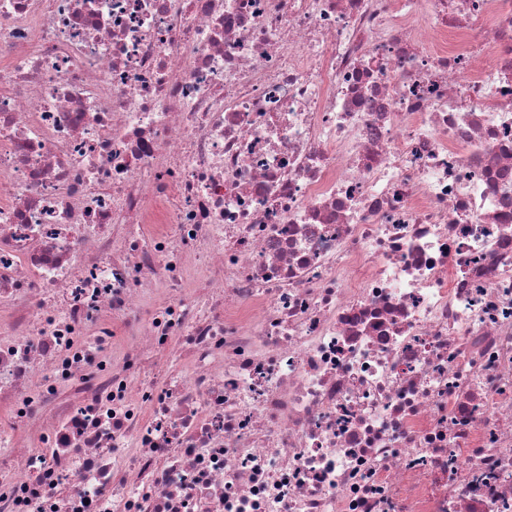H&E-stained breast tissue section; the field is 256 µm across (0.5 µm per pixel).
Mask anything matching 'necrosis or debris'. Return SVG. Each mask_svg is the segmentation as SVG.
Here are the masks:
<instances>
[{
  "label": "necrosis or debris",
  "mask_w": 512,
  "mask_h": 512,
  "mask_svg": "<svg viewBox=\"0 0 512 512\" xmlns=\"http://www.w3.org/2000/svg\"><path fill=\"white\" fill-rule=\"evenodd\" d=\"M0 512H512V0H0Z\"/></svg>",
  "instance_id": "1"
}]
</instances>
